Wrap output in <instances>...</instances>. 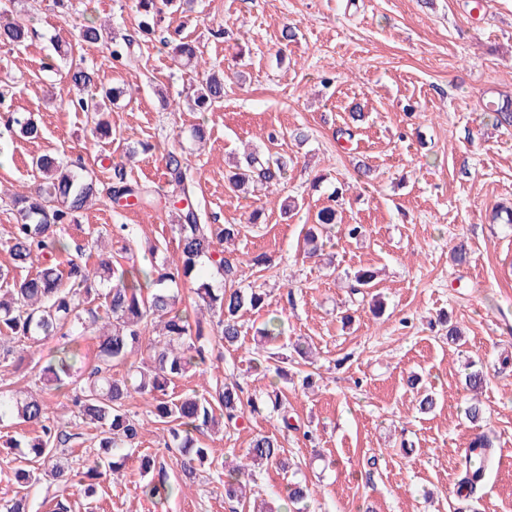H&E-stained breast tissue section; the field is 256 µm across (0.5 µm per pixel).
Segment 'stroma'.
<instances>
[{
	"label": "stroma",
	"instance_id": "35a3bbf8",
	"mask_svg": "<svg viewBox=\"0 0 512 512\" xmlns=\"http://www.w3.org/2000/svg\"><path fill=\"white\" fill-rule=\"evenodd\" d=\"M19 8L36 34L21 49H0V104L31 117L41 135L23 138L0 124V266L20 280L36 271L15 266L7 245L15 222L8 191L38 184L33 157L53 152L100 168L89 119L60 100L62 49L93 66L98 86L125 90L109 116L113 157L138 140L152 146L126 167L149 201L94 203L63 226L64 241L95 256L132 252L143 264H180L163 159L179 146L205 219L242 225L238 257L271 260L249 272L268 298L243 313L238 347H215L205 373H188L174 387L202 394L234 377L246 397L263 398L270 380L248 375L246 357L256 330L281 321L269 352L281 354L288 372H314L315 385L281 383L299 426L283 441L290 469L256 468L255 496L275 510L295 480L314 490L306 512H512V226L494 217L496 206H512V127L497 126L494 114L512 101V0H196L192 12L166 15L164 25L224 72V101L204 113L184 107L188 77L158 41L135 44L128 62L111 58V42L81 40L76 23L84 18L109 17L117 34L134 33L132 0H70L65 12L55 0H20ZM221 25L232 27L231 37L212 36ZM287 25L295 40L283 39ZM357 108L363 118L355 122ZM201 122L209 137L199 149L190 130ZM298 127L310 134L302 145L290 136ZM346 127L353 139L339 137ZM273 128L281 135L271 142ZM247 148L287 159L276 190L229 183L233 157ZM362 164L369 176L359 175ZM330 205L334 232L317 256L305 257L306 226ZM255 209L259 222L247 223ZM349 224L364 225L365 234L348 237ZM462 242L470 255L458 265L452 252ZM366 268L378 272L374 291L351 294L352 275ZM378 297L380 317L372 311ZM452 325L461 341L449 339ZM299 339L312 362L293 352ZM472 357L487 374L477 427L465 418L463 398ZM425 393L435 406L422 413ZM479 431L491 437L493 455L481 488L462 499L459 461ZM36 432L14 418L0 424V500L16 489L11 441ZM279 433L269 408L247 414L238 428L205 432L214 468L185 482L168 463L175 491L159 509L140 492L138 466L141 457L165 456L167 433L148 424L126 468L94 498L74 491V512H228L219 472L255 436Z\"/></svg>",
	"mask_w": 512,
	"mask_h": 512
}]
</instances>
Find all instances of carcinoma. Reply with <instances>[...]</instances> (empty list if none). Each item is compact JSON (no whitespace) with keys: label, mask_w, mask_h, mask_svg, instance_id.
I'll return each instance as SVG.
<instances>
[{"label":"carcinoma","mask_w":512,"mask_h":512,"mask_svg":"<svg viewBox=\"0 0 512 512\" xmlns=\"http://www.w3.org/2000/svg\"><path fill=\"white\" fill-rule=\"evenodd\" d=\"M16 0H0V45L19 49L35 34L30 20L16 16ZM176 6V0H137L140 13L138 32L148 36L155 32L158 17ZM82 41L97 44L112 41V58L131 56L135 42L132 35H112L111 21L88 20L80 26ZM176 65L199 75L191 81L193 99L201 109H211L224 101V74L201 69L197 47L181 40L172 47ZM67 98L77 104L93 124L100 146L112 144V128L107 112L120 89L97 90L94 71L83 60H73L67 72ZM33 165L42 174L38 188L16 190L10 199L15 211L10 252L18 264L41 258L36 273L17 283L9 270L0 269V350L13 355L18 364H28L35 380L57 391L72 392L77 408L74 421L61 424L51 416L47 402L28 391L0 392V419L16 416L39 427V434L16 443L25 448L18 454L15 469L17 491L0 503V512H28L29 490L37 481L35 466L56 482L54 512H71L70 489L76 485L93 495L99 480L120 472L128 459L126 450L139 439L143 422L126 408L134 393L152 396L148 416L156 424L167 426L166 448L179 454L176 464L184 476H195L198 467L209 460V450L198 445L196 434L213 429L224 420V427L235 428L245 418V407L260 411L253 399L244 401V387L227 378L208 394L168 395L169 386L193 369L206 364L211 337L203 320L188 309L177 307L171 286L179 280L197 282L195 307L216 318L218 341L233 345L241 333L240 317L245 310L264 307L267 293L246 281V268L270 262L265 254L243 260L224 249V243L240 237L239 224H207L195 203V183L183 152L174 147L164 154L168 184L178 205L173 207L172 230L181 250V264L175 268L145 267L135 257L120 261L102 257L95 263L72 259L61 262L56 256L69 253L61 239V226L101 196L95 171L76 169V165L51 155H40ZM288 161L283 157L261 156L255 151L243 154L237 172L230 179L235 188H243L257 177L265 187L277 186L285 174ZM114 177L107 199L113 203L129 197H142L145 190L131 182L123 168H113ZM336 224V209H320L315 223L305 232L308 244L317 246L319 237ZM208 261L221 276L218 288L203 274L202 261ZM158 321L161 333L142 345L143 334ZM92 336L98 341V364L87 370L82 366L80 340ZM49 340L56 345L42 361H26L27 348ZM146 347L147 357L139 366L130 367L117 378L112 366L124 363L137 349ZM265 404L279 412L284 430L298 431L291 423L288 407L278 390L267 393ZM92 431L96 453L91 464L76 469L69 464L65 446ZM492 443L486 435L476 436L471 449L479 450L469 461L466 476L458 484V494L469 496L483 480L490 462ZM246 463L224 481V495L229 502L245 506L242 500L253 467L274 466L288 469L284 448L273 436H257L244 452ZM140 469L151 478L142 486L145 496L162 506L173 492L167 482L166 463L155 457L141 458ZM310 496V488L300 483L288 486L286 507L281 512H296V505Z\"/></svg>","instance_id":"obj_1"}]
</instances>
